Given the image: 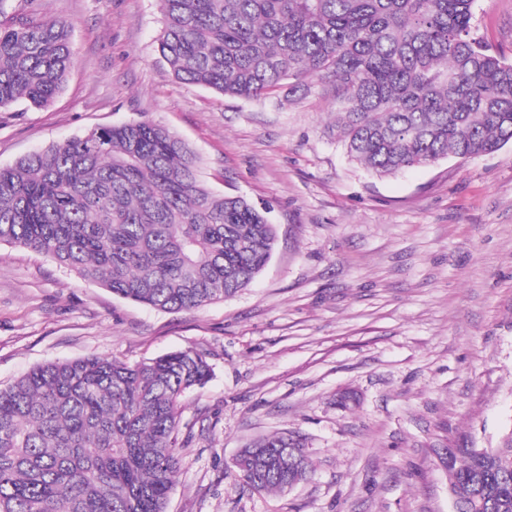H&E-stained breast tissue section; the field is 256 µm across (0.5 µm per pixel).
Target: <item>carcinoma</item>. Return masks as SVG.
I'll use <instances>...</instances> for the list:
<instances>
[{"label": "carcinoma", "mask_w": 512, "mask_h": 512, "mask_svg": "<svg viewBox=\"0 0 512 512\" xmlns=\"http://www.w3.org/2000/svg\"><path fill=\"white\" fill-rule=\"evenodd\" d=\"M0 0V112L47 107L74 66L68 25ZM172 75L259 99L309 80L330 133L377 176L512 142V63L474 36L475 0H160ZM268 211L217 195L188 145L150 121L98 127L0 166V243L162 311L246 288L275 243ZM211 377L193 349L127 364L38 365L0 389V512H167L181 397ZM454 512H512V435L446 462ZM233 470L256 491L310 473L301 442L267 436Z\"/></svg>", "instance_id": "obj_1"}]
</instances>
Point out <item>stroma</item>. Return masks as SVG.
Listing matches in <instances>:
<instances>
[{
  "label": "stroma",
  "instance_id": "35a3bbf8",
  "mask_svg": "<svg viewBox=\"0 0 512 512\" xmlns=\"http://www.w3.org/2000/svg\"><path fill=\"white\" fill-rule=\"evenodd\" d=\"M71 25L75 64L48 107L0 112V166L149 120L193 151L202 180L270 207L277 242L237 295L165 312L0 243V388L91 356L129 364L194 349L209 381L181 401L168 512H453L443 458L512 432V144L394 177L350 163L311 84L247 100L176 80L160 0H11ZM475 30L512 62V0H477ZM356 393L341 406L340 393ZM300 439L311 474L256 492L230 461Z\"/></svg>",
  "mask_w": 512,
  "mask_h": 512
}]
</instances>
